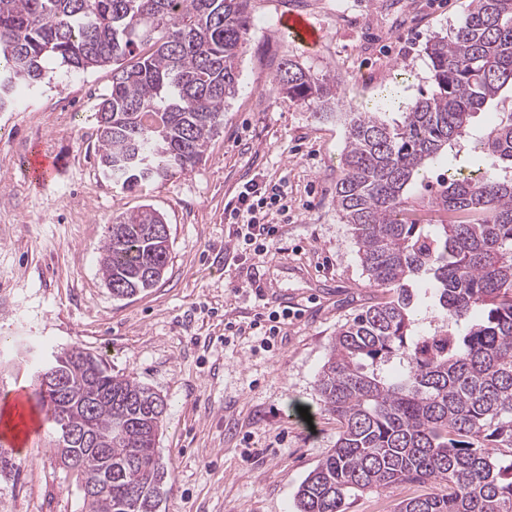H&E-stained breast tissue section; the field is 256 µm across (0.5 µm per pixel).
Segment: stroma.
Returning <instances> with one entry per match:
<instances>
[{
    "label": "stroma",
    "instance_id": "stroma-1",
    "mask_svg": "<svg viewBox=\"0 0 512 512\" xmlns=\"http://www.w3.org/2000/svg\"><path fill=\"white\" fill-rule=\"evenodd\" d=\"M471 3L250 0L238 91L203 161L132 192L112 185L95 154V108L111 69L56 67L49 84L22 92L0 112V402L34 388L26 344L80 345L167 404L160 512H296L299 485L338 438L316 390L329 344L383 292L336 211L345 125L290 102L278 67L287 58L333 78L342 111L396 119L401 104L432 90L427 43L451 34ZM293 13L322 30L317 51L283 36L279 20ZM37 149L61 169L45 187L24 171ZM254 178L285 181L295 217L277 247L241 265L224 251L235 230L225 210ZM146 204L166 217L169 262L154 287L117 298L99 270L101 247L114 217ZM282 309V333L263 350L247 327L254 314ZM228 320L243 333L225 337ZM55 446L49 423L30 430L17 471L0 483V512H81ZM419 492L368 490L347 512H394Z\"/></svg>",
    "mask_w": 512,
    "mask_h": 512
}]
</instances>
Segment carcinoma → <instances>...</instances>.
Here are the masks:
<instances>
[{
  "instance_id": "cac0c4a2",
  "label": "carcinoma",
  "mask_w": 512,
  "mask_h": 512,
  "mask_svg": "<svg viewBox=\"0 0 512 512\" xmlns=\"http://www.w3.org/2000/svg\"><path fill=\"white\" fill-rule=\"evenodd\" d=\"M249 0H0V112L56 61L112 68L98 103L97 154L112 184L135 191L200 163L238 87ZM425 53L434 90L393 124L376 112L347 123L336 210L351 226L371 286L386 297L336 330L316 381L336 416V446L304 479L297 512H347L359 492L434 486L395 512H512V0H473L451 37ZM278 84L319 116L335 115V81L291 59ZM499 107L490 127L474 118ZM439 158L427 201L448 223L407 219L410 188ZM150 206L112 221L100 270L115 297L152 288L169 235ZM434 313L419 316L422 304ZM66 379L35 384L33 408L76 475L83 512H158L168 472L156 444L166 403L114 375L77 344L41 364Z\"/></svg>"
}]
</instances>
